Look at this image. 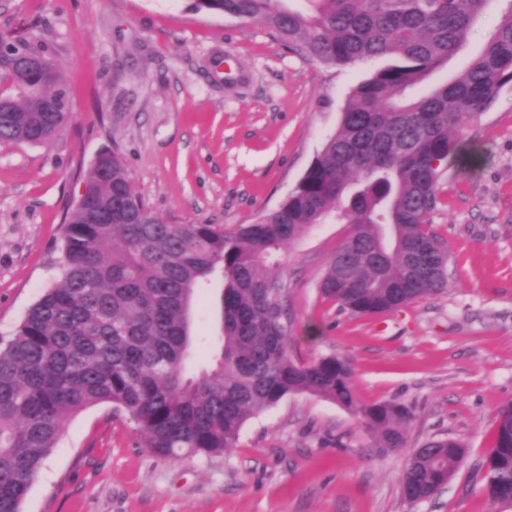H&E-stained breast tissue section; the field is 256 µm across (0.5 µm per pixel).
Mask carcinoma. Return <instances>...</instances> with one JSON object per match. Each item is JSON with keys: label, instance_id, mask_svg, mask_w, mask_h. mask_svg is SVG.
Returning a JSON list of instances; mask_svg holds the SVG:
<instances>
[{"label": "carcinoma", "instance_id": "1", "mask_svg": "<svg viewBox=\"0 0 512 512\" xmlns=\"http://www.w3.org/2000/svg\"><path fill=\"white\" fill-rule=\"evenodd\" d=\"M194 0L193 8L259 19L325 66L387 63L355 86L336 132L276 207L250 224H170L137 192L123 157L104 151L66 212L62 276L0 337V512L20 507L69 418L103 403L167 458L220 455L246 421L295 394L353 413L376 447L406 445L409 410L363 404L352 363L290 353L288 248L319 224H347L320 281L353 315L387 313L441 293L448 248L431 229L440 165L461 158L458 136L512 85V0L458 74L418 93L466 48L491 0ZM70 121L65 83L47 45L0 36V141L47 145ZM220 289L207 367L192 373L196 293ZM463 444L432 437L401 477L410 503L435 498L464 464ZM483 490L512 503V401L497 412Z\"/></svg>", "mask_w": 512, "mask_h": 512}]
</instances>
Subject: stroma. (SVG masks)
Instances as JSON below:
<instances>
[{"label":"stroma","mask_w":512,"mask_h":512,"mask_svg":"<svg viewBox=\"0 0 512 512\" xmlns=\"http://www.w3.org/2000/svg\"><path fill=\"white\" fill-rule=\"evenodd\" d=\"M193 0H0V33L45 41L73 120L50 144L0 142V335L60 275L63 215L98 154L116 150L165 220L232 228L291 192L375 59L329 67L258 20ZM231 63L225 86L211 61ZM432 229L448 244L445 292L355 316L319 281L345 224H321L281 269L292 355L351 360L360 402L409 407L405 448L385 452L333 402L291 395L250 418L224 454L160 459L111 405L72 417L21 512H512L483 491L496 414L512 399V88L464 132ZM459 440L464 465L412 504L400 477L431 437Z\"/></svg>","instance_id":"35a3bbf8"}]
</instances>
